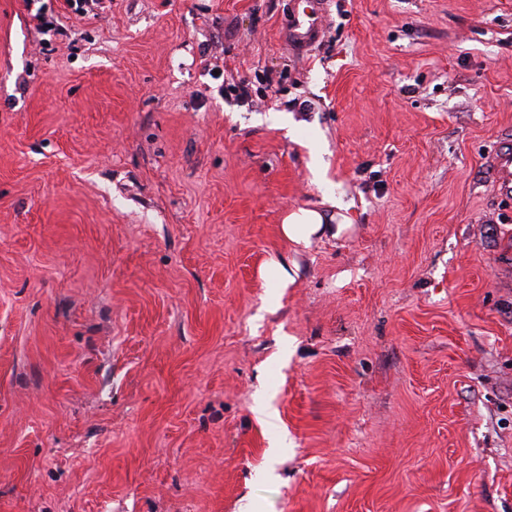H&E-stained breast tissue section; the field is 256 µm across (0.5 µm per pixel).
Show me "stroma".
Returning a JSON list of instances; mask_svg holds the SVG:
<instances>
[{
	"mask_svg": "<svg viewBox=\"0 0 512 512\" xmlns=\"http://www.w3.org/2000/svg\"><path fill=\"white\" fill-rule=\"evenodd\" d=\"M296 5L0 0V512H512V0ZM310 4V12L303 9L293 15L284 33V41L292 45H307L316 35V16H319L317 5L322 4L321 0L303 1ZM349 218L343 213L331 214L314 208H298L287 212L282 218L281 231L283 236L296 247H308L311 238L323 232L324 225L336 222V234H340L348 224ZM325 227V228H326Z\"/></svg>",
	"mask_w": 512,
	"mask_h": 512,
	"instance_id": "35a3bbf8",
	"label": "stroma"
}]
</instances>
